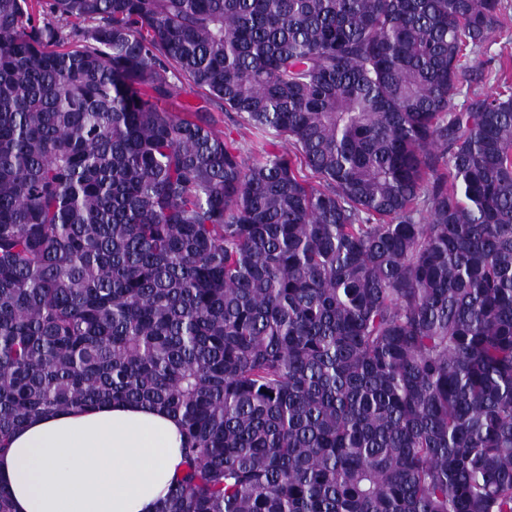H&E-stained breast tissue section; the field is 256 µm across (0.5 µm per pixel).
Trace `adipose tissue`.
<instances>
[{
  "instance_id": "obj_1",
  "label": "adipose tissue",
  "mask_w": 512,
  "mask_h": 512,
  "mask_svg": "<svg viewBox=\"0 0 512 512\" xmlns=\"http://www.w3.org/2000/svg\"><path fill=\"white\" fill-rule=\"evenodd\" d=\"M180 431L136 403L57 410L14 431L0 484L15 512H155L182 469Z\"/></svg>"
}]
</instances>
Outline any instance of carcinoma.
Masks as SVG:
<instances>
[{"label":"carcinoma","instance_id":"cac0c4a2","mask_svg":"<svg viewBox=\"0 0 512 512\" xmlns=\"http://www.w3.org/2000/svg\"><path fill=\"white\" fill-rule=\"evenodd\" d=\"M511 26L0 0V452L140 402L183 427L156 512H512V85L473 89ZM504 46L508 48V51L511 49L512 52V27L501 33H497V35L486 44L484 52L477 57L475 66L479 77H481V72L484 73L485 77L481 82H478L477 85L474 84L473 88L489 94L496 91L497 83L494 79V68L497 66L498 54H500ZM490 72L492 73L490 74Z\"/></svg>","mask_w":512,"mask_h":512}]
</instances>
